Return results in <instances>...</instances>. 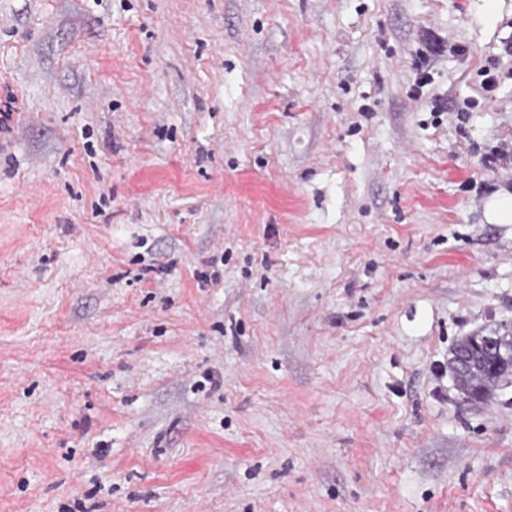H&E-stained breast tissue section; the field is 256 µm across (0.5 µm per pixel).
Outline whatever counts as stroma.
I'll list each match as a JSON object with an SVG mask.
<instances>
[{
  "label": "stroma",
  "mask_w": 512,
  "mask_h": 512,
  "mask_svg": "<svg viewBox=\"0 0 512 512\" xmlns=\"http://www.w3.org/2000/svg\"><path fill=\"white\" fill-rule=\"evenodd\" d=\"M512 0H0V512H512ZM470 119L460 123L458 110ZM506 58L512 60V43H505L502 53L499 56H490L485 59L481 68V76L483 77L482 88L486 92H493L498 84V70L502 65V61ZM488 213L497 224H512V193L495 194L488 202ZM457 392L471 404L491 401L512 385V331L495 325L462 336L448 362Z\"/></svg>",
  "instance_id": "obj_1"
}]
</instances>
